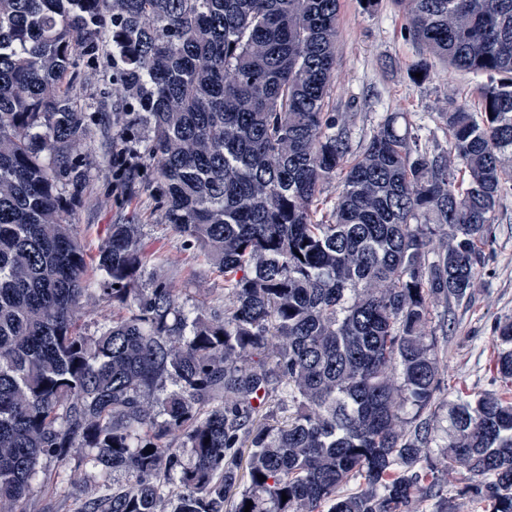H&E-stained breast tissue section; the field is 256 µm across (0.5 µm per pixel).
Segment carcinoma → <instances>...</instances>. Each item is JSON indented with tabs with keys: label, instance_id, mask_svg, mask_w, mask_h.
Returning <instances> with one entry per match:
<instances>
[{
	"label": "carcinoma",
	"instance_id": "1",
	"mask_svg": "<svg viewBox=\"0 0 512 512\" xmlns=\"http://www.w3.org/2000/svg\"><path fill=\"white\" fill-rule=\"evenodd\" d=\"M394 2L429 58L496 81L479 111L440 113L448 148L390 113L349 162L328 111L339 0H0V512L67 483L72 448L128 475L79 512H512V318L501 387L449 403L442 436L431 328L472 300L512 190V0ZM103 56L120 142L224 273L221 311L178 302L139 224L110 225L102 288L87 277L68 201L92 116L73 86ZM98 292L112 320L88 335L77 309Z\"/></svg>",
	"mask_w": 512,
	"mask_h": 512
}]
</instances>
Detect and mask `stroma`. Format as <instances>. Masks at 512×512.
I'll list each match as a JSON object with an SVG mask.
<instances>
[{
  "mask_svg": "<svg viewBox=\"0 0 512 512\" xmlns=\"http://www.w3.org/2000/svg\"><path fill=\"white\" fill-rule=\"evenodd\" d=\"M337 65L329 109L345 115L348 122L349 155L357 157L376 125L388 113H400L423 134L446 144L438 113L455 104L478 105V91L491 79L465 71L448 72L432 64L429 76L418 82L413 70L423 56L420 45L407 29L405 5L398 0H379L364 9L360 0H340L336 43ZM112 70L106 59L84 69L76 88L80 104L91 108L94 121L77 148L87 177L80 200L69 218L87 259H94L112 224H140L144 249L150 260L161 261L172 278L180 303L204 310L224 307V275L209 265L200 251L188 248L164 222L152 191L141 176L123 183L113 181L105 163L119 145L116 133L119 113L107 90ZM488 260L478 276L470 303L439 305L436 317L451 319L453 329L440 336L446 365L439 400H455L458 392L477 396L497 386L494 364V324L512 317V192L497 212L492 235L485 247ZM81 449H72L67 466L69 492L46 495L34 487L28 512H77L82 493H102L119 486L127 476L115 472L106 481H94L77 463Z\"/></svg>",
  "mask_w": 512,
  "mask_h": 512,
  "instance_id": "1",
  "label": "stroma"
}]
</instances>
